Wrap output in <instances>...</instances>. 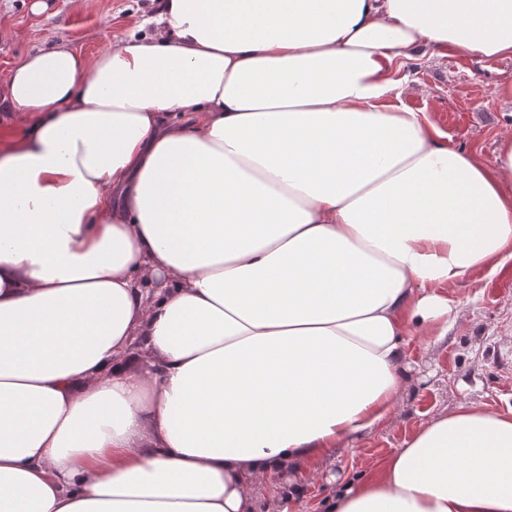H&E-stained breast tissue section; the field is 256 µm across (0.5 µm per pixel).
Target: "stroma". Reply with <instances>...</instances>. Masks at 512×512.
<instances>
[{"mask_svg":"<svg viewBox=\"0 0 512 512\" xmlns=\"http://www.w3.org/2000/svg\"><path fill=\"white\" fill-rule=\"evenodd\" d=\"M33 0H0V80L27 54L66 42L98 53L125 37L153 8L152 0H47L45 12ZM404 91L399 106L427 113L449 146L492 159L501 134L512 128V58L461 55L450 50L403 59ZM459 314L446 336L412 331L406 347L410 367L405 404L381 425L336 449L317 480L278 477L264 485L260 512L276 502L287 512H323L337 482L373 474L404 440L431 417L460 404L490 410L512 406V263L492 276L478 275L447 289Z\"/></svg>","mask_w":512,"mask_h":512,"instance_id":"obj_1","label":"stroma"}]
</instances>
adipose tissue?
<instances>
[{
  "instance_id": "adipose-tissue-1",
  "label": "adipose tissue",
  "mask_w": 512,
  "mask_h": 512,
  "mask_svg": "<svg viewBox=\"0 0 512 512\" xmlns=\"http://www.w3.org/2000/svg\"><path fill=\"white\" fill-rule=\"evenodd\" d=\"M156 5L0 83L34 115L0 150V512H254L397 413L410 328L512 261V135L449 147L391 74L511 57L512 0ZM326 505L512 512V407L435 416Z\"/></svg>"
}]
</instances>
